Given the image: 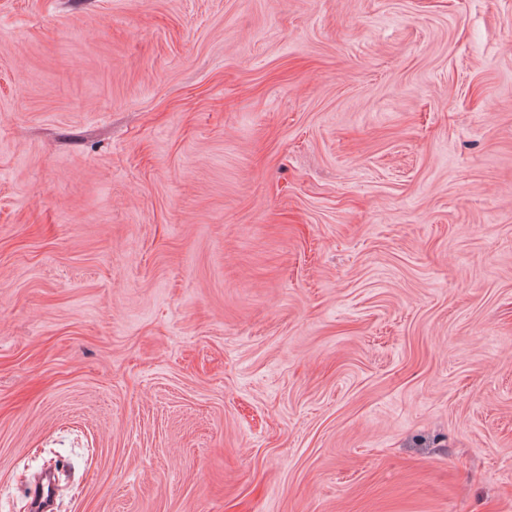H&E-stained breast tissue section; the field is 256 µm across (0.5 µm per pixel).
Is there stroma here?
Masks as SVG:
<instances>
[{
    "instance_id": "1",
    "label": "stroma",
    "mask_w": 512,
    "mask_h": 512,
    "mask_svg": "<svg viewBox=\"0 0 512 512\" xmlns=\"http://www.w3.org/2000/svg\"><path fill=\"white\" fill-rule=\"evenodd\" d=\"M512 512V0H0V512Z\"/></svg>"
}]
</instances>
